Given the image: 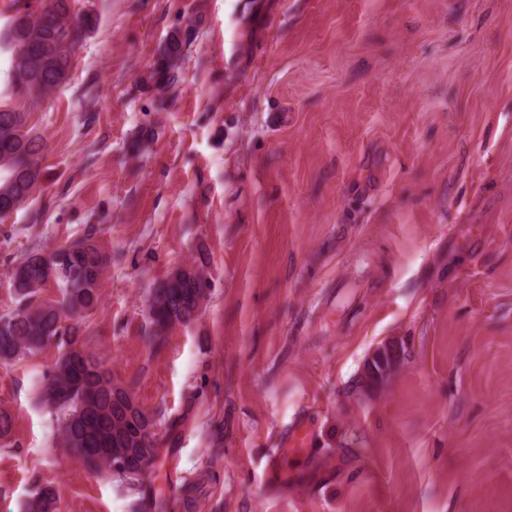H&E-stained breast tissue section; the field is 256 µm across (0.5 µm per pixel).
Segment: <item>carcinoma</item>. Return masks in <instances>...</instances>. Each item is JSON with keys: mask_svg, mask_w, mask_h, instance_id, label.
<instances>
[{"mask_svg": "<svg viewBox=\"0 0 512 512\" xmlns=\"http://www.w3.org/2000/svg\"><path fill=\"white\" fill-rule=\"evenodd\" d=\"M74 2L27 4L0 32V43L13 53L12 83L32 104L65 83L73 58L98 25L96 11H76ZM190 42L189 27L167 36L151 73L156 86L173 85ZM44 148V140L28 129L27 113L0 107V207L19 209L41 186ZM98 233L91 225L82 238L31 250L15 263L11 286L18 305L0 314V361L57 347L59 356L45 377L40 400L56 414L62 444L85 468L111 473L125 493L137 496L156 465L160 439L154 416L86 349L75 321L98 305L102 275L112 259L100 246ZM51 282L60 288L58 301L39 297ZM207 299L208 282L199 265L155 282L148 298L151 343L156 346L172 328L195 321ZM115 460L125 467L112 470ZM55 505V492L41 488L26 501L25 512H55Z\"/></svg>", "mask_w": 512, "mask_h": 512, "instance_id": "cac0c4a2", "label": "carcinoma"}]
</instances>
